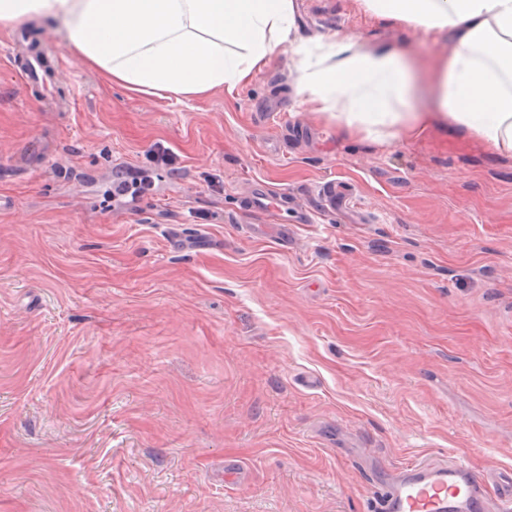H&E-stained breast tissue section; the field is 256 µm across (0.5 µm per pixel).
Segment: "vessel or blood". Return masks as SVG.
<instances>
[{
    "instance_id": "obj_1",
    "label": "vessel or blood",
    "mask_w": 512,
    "mask_h": 512,
    "mask_svg": "<svg viewBox=\"0 0 512 512\" xmlns=\"http://www.w3.org/2000/svg\"><path fill=\"white\" fill-rule=\"evenodd\" d=\"M379 512H512V492L491 496L486 479L455 460L416 462L383 487Z\"/></svg>"
}]
</instances>
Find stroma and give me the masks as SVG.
I'll use <instances>...</instances> for the list:
<instances>
[{"label":"stroma","mask_w":512,"mask_h":512,"mask_svg":"<svg viewBox=\"0 0 512 512\" xmlns=\"http://www.w3.org/2000/svg\"><path fill=\"white\" fill-rule=\"evenodd\" d=\"M294 7L303 40L448 53L357 0ZM299 60L179 100L52 21L0 28V512H375L415 460L512 475V157L448 122L342 134ZM122 166L151 183L130 205ZM331 181L358 210L321 211Z\"/></svg>","instance_id":"1"}]
</instances>
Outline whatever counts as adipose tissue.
<instances>
[{"mask_svg":"<svg viewBox=\"0 0 512 512\" xmlns=\"http://www.w3.org/2000/svg\"><path fill=\"white\" fill-rule=\"evenodd\" d=\"M359 3L370 18L447 36V57L427 74L411 51L321 34L297 45L305 104L380 145L448 121L512 156V0ZM49 19L112 84L187 99L248 83L297 31L294 0H0V27ZM421 94L433 111H410Z\"/></svg>","mask_w":512,"mask_h":512,"instance_id":"1","label":"adipose tissue"}]
</instances>
